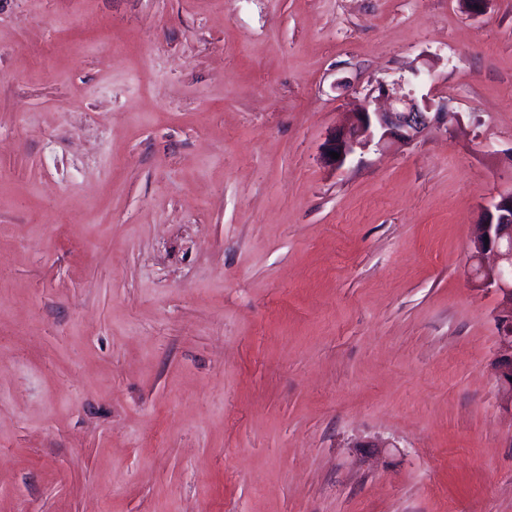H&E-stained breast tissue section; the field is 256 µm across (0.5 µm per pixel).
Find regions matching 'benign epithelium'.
I'll use <instances>...</instances> for the list:
<instances>
[{
  "mask_svg": "<svg viewBox=\"0 0 512 512\" xmlns=\"http://www.w3.org/2000/svg\"><path fill=\"white\" fill-rule=\"evenodd\" d=\"M379 92L389 101L387 110L371 111L364 106L355 113L346 128L333 131L322 146L326 163L341 168L358 150L371 144L389 142L408 144L434 122L448 119L446 112L431 111L427 99L418 100L399 94L387 86ZM336 152L334 159L329 153ZM472 276L481 287H493L502 294L498 316V335L503 354L496 363L502 395L512 403V191L502 193L490 206L482 209L479 224L470 243Z\"/></svg>",
  "mask_w": 512,
  "mask_h": 512,
  "instance_id": "obj_1",
  "label": "benign epithelium"
}]
</instances>
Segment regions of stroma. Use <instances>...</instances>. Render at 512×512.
I'll use <instances>...</instances> for the list:
<instances>
[{"instance_id":"35a3bbf8","label":"stroma","mask_w":512,"mask_h":512,"mask_svg":"<svg viewBox=\"0 0 512 512\" xmlns=\"http://www.w3.org/2000/svg\"><path fill=\"white\" fill-rule=\"evenodd\" d=\"M510 189L512 0H0V512H512ZM379 92L389 101L387 110L370 111L367 106L355 112L354 121L346 128L333 131L322 146L326 163L341 168L358 149L366 150L371 144L384 145L389 142L408 144L434 122L448 121L447 112H430L431 104L407 94H398L387 86H380ZM329 152L339 154L332 159ZM487 255L493 257L492 264L485 263ZM470 260L474 281L481 287L496 288L502 294L497 329L504 354L496 363V371L501 393L512 409V191L501 193L496 201L482 209L471 238Z\"/></svg>"}]
</instances>
